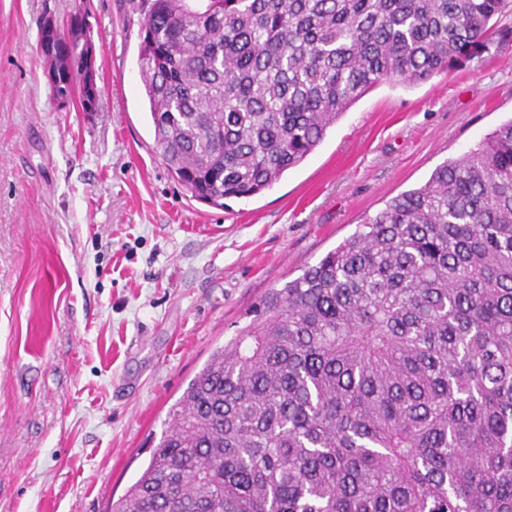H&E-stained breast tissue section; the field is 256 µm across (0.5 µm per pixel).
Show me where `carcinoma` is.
I'll return each mask as SVG.
<instances>
[{"instance_id":"obj_1","label":"carcinoma","mask_w":512,"mask_h":512,"mask_svg":"<svg viewBox=\"0 0 512 512\" xmlns=\"http://www.w3.org/2000/svg\"><path fill=\"white\" fill-rule=\"evenodd\" d=\"M506 0H136L162 162L250 198L382 83L471 61ZM88 14L39 45L86 106ZM112 512H512V119L270 289Z\"/></svg>"}]
</instances>
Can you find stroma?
<instances>
[{
  "label": "stroma",
  "instance_id": "35a3bbf8",
  "mask_svg": "<svg viewBox=\"0 0 512 512\" xmlns=\"http://www.w3.org/2000/svg\"><path fill=\"white\" fill-rule=\"evenodd\" d=\"M0 0V512H109L170 407L265 293L512 119V2L480 56L381 84L270 189L218 208L156 151L127 0H89L96 111L53 101L39 21Z\"/></svg>",
  "mask_w": 512,
  "mask_h": 512
}]
</instances>
